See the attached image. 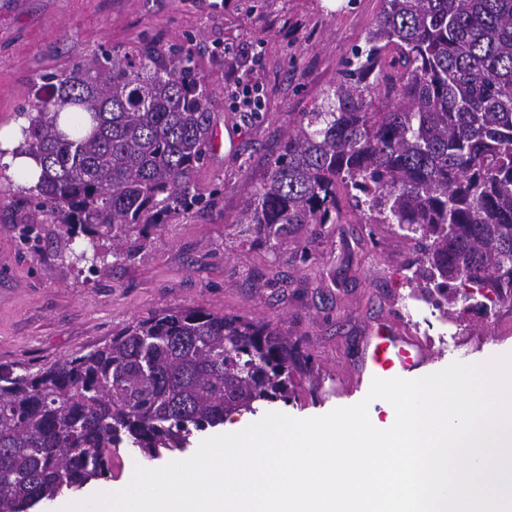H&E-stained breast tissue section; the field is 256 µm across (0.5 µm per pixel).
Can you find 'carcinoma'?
<instances>
[{
    "instance_id": "obj_1",
    "label": "carcinoma",
    "mask_w": 512,
    "mask_h": 512,
    "mask_svg": "<svg viewBox=\"0 0 512 512\" xmlns=\"http://www.w3.org/2000/svg\"><path fill=\"white\" fill-rule=\"evenodd\" d=\"M16 155L41 168L19 203L90 244L210 206L212 92L189 52L102 48L48 76ZM412 244L406 284L452 313L512 301V0H383L326 104L301 118L245 206L280 245L343 205ZM311 356L288 332L205 309H162L37 369L0 364V512L112 476L116 448L155 458L261 401L288 400Z\"/></svg>"
}]
</instances>
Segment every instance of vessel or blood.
I'll return each instance as SVG.
<instances>
[{"instance_id": "obj_1", "label": "vessel or blood", "mask_w": 512, "mask_h": 512, "mask_svg": "<svg viewBox=\"0 0 512 512\" xmlns=\"http://www.w3.org/2000/svg\"><path fill=\"white\" fill-rule=\"evenodd\" d=\"M432 361L425 346L407 336L376 331L367 336L362 347L359 377L410 378L422 372Z\"/></svg>"}]
</instances>
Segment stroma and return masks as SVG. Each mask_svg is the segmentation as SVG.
Here are the masks:
<instances>
[{
	"instance_id": "obj_1",
	"label": "stroma",
	"mask_w": 512,
	"mask_h": 512,
	"mask_svg": "<svg viewBox=\"0 0 512 512\" xmlns=\"http://www.w3.org/2000/svg\"><path fill=\"white\" fill-rule=\"evenodd\" d=\"M0 0V129L24 125L22 108L49 73L93 56L101 45L150 38L190 51L213 97L223 135L194 178L213 200L207 211L178 216L128 240L143 249L114 258L100 238L96 267L69 257L61 225L41 216L23 240L30 213L18 199L25 181L0 166V364L47 366L88 353L128 322L165 308L195 307L287 329L312 357L293 376L290 400L271 411L295 418L361 401L356 384L365 336L384 327L426 345L429 372L455 361L484 363L512 354V303L462 316L442 311L405 283L408 242L359 215L319 228L308 263L294 258L306 230L269 248L247 236L246 203L300 113L322 103L353 48L364 45L382 0ZM263 40L242 64L262 91L260 118L235 109L224 78V47Z\"/></svg>"
}]
</instances>
